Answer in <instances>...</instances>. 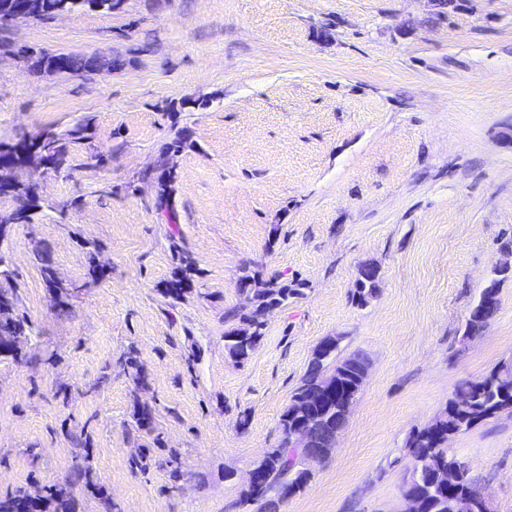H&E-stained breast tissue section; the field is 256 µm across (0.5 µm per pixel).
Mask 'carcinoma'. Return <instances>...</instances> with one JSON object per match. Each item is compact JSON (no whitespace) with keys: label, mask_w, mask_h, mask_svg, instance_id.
<instances>
[{"label":"carcinoma","mask_w":512,"mask_h":512,"mask_svg":"<svg viewBox=\"0 0 512 512\" xmlns=\"http://www.w3.org/2000/svg\"><path fill=\"white\" fill-rule=\"evenodd\" d=\"M123 2L124 0H45L46 10L41 18L51 19L59 13L83 11L109 14L121 8ZM117 65L116 59L103 64L93 57L71 54L67 57L63 71L82 73ZM188 139L189 135L185 130L176 131L166 144L155 169V207L165 213L171 224L176 223L177 217L173 201L175 175L168 167L169 154L180 152ZM59 141L60 138L53 132H46L34 140L23 138L13 144L1 146L0 158L9 159L16 171L27 167V160L31 156L44 155L57 168L64 158ZM0 195H8L15 202L13 211L0 222L31 223L34 211L39 207L33 185L14 178L10 189H0ZM178 260V271L164 289V294L173 298L187 294L193 284L191 271L194 262L186 256H180ZM510 278L512 271L500 267L493 269V276L469 310L463 338L479 336L490 325L484 302H499L500 285ZM240 281L250 284V307L245 310L234 308L224 315L225 321L236 323V326L224 332L225 353L235 363L248 359L263 337L268 305L275 302L281 306L288 299L303 295L302 289L292 288L276 279L259 281L245 275ZM377 291V267L362 266L352 292V300L355 304L364 306ZM2 295L9 302V307L0 310V336L14 333L31 336L32 325L16 312V290L9 285H0V296ZM338 341V337L328 336L315 347L290 403L280 416L279 444L253 463V468L265 475L267 483L251 492L240 491L239 503L247 505L250 512H280L283 505L282 490L286 489L288 495L295 496L305 491L311 482L312 472L303 469L307 449L294 446L290 435L298 420L294 411L300 408L306 392L336 380L341 387H350L348 397L357 400L360 387L355 384L354 373L359 369L368 370V363L360 353L345 358L338 357ZM504 413L512 414V359L499 363L479 379H465L458 383L445 408L427 426L409 435L405 445L408 467L402 496L411 500L412 512H491L489 503L478 493L477 481L471 475L470 469L455 456L449 448V442L477 424ZM132 418L136 432H153L154 413L151 407L139 405ZM346 421L345 417L336 419L334 397L322 406L313 404L308 407L310 435L323 445L336 443V430L343 428ZM450 470L456 472V479L453 487L445 493L441 488V476ZM96 481L94 471L84 464L77 465L71 479V483L79 482L87 489L96 488ZM41 500V512H73L71 487L68 485L44 488ZM26 501L28 492L25 489L8 493L0 497V512H20L19 505Z\"/></svg>","instance_id":"1"}]
</instances>
